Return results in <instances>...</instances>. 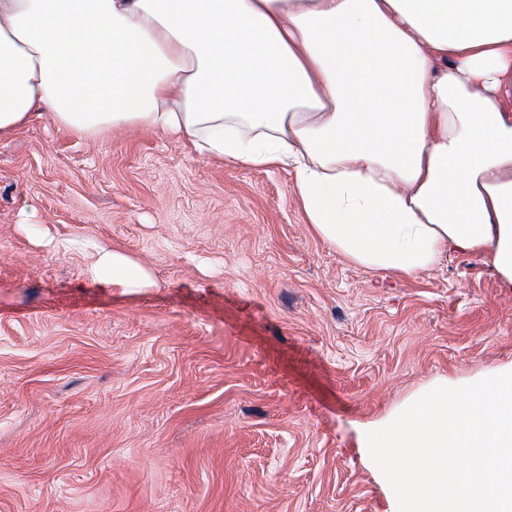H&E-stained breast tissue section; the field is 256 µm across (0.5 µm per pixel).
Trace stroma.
<instances>
[{"mask_svg":"<svg viewBox=\"0 0 512 512\" xmlns=\"http://www.w3.org/2000/svg\"><path fill=\"white\" fill-rule=\"evenodd\" d=\"M98 246L155 286L93 279ZM511 365L482 255L353 266L289 172L170 134L0 137V512H390L362 430Z\"/></svg>","mask_w":512,"mask_h":512,"instance_id":"1","label":"stroma"}]
</instances>
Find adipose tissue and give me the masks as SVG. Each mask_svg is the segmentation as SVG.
<instances>
[{
	"mask_svg": "<svg viewBox=\"0 0 512 512\" xmlns=\"http://www.w3.org/2000/svg\"><path fill=\"white\" fill-rule=\"evenodd\" d=\"M42 115L290 170L350 264L477 253L512 288V0H0V136ZM91 274L155 284L117 249Z\"/></svg>",
	"mask_w": 512,
	"mask_h": 512,
	"instance_id": "obj_1",
	"label": "adipose tissue"
}]
</instances>
